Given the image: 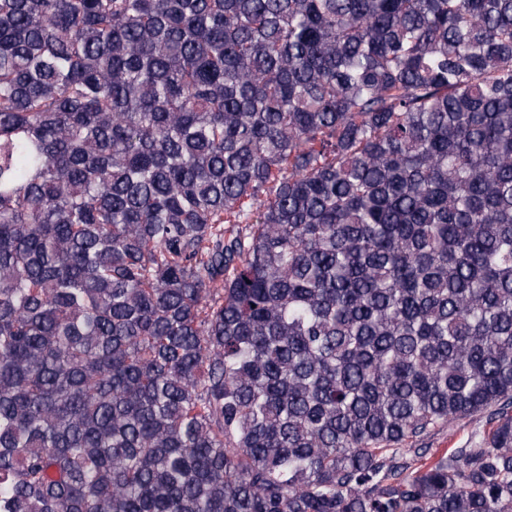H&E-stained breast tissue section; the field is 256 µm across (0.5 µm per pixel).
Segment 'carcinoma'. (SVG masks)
Masks as SVG:
<instances>
[{
  "instance_id": "1",
  "label": "carcinoma",
  "mask_w": 512,
  "mask_h": 512,
  "mask_svg": "<svg viewBox=\"0 0 512 512\" xmlns=\"http://www.w3.org/2000/svg\"><path fill=\"white\" fill-rule=\"evenodd\" d=\"M0 512H512V0H0ZM485 418H465L455 422L449 428H443L432 432L426 440L427 448L430 449V461H435L444 454H448L450 448H460L470 441H480L483 431Z\"/></svg>"
}]
</instances>
